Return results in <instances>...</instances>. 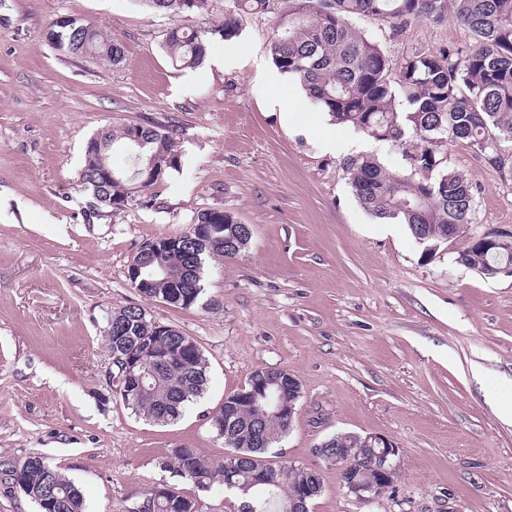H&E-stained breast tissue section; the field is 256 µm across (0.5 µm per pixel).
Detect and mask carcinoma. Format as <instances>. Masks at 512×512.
<instances>
[{
	"label": "carcinoma",
	"mask_w": 512,
	"mask_h": 512,
	"mask_svg": "<svg viewBox=\"0 0 512 512\" xmlns=\"http://www.w3.org/2000/svg\"><path fill=\"white\" fill-rule=\"evenodd\" d=\"M156 13L174 16L201 14L207 0H143ZM224 19L206 21L195 29L179 25L165 33V48L182 68L200 66L209 42L230 40L239 33L244 15L268 14L275 0H227ZM358 15L377 16L401 27L409 19L450 18L475 36V47L464 55L453 50L437 55L410 56L399 67L373 40L357 32L349 20ZM46 37L52 46L76 57H96L112 65L125 57V46L85 20L66 16L52 21ZM269 52L274 65L299 81L307 97L331 120L377 141L407 143L412 176L388 172L373 155L361 154L345 162L353 194L360 206L376 219L405 224L412 236L414 225H426L423 243L429 249L446 243L448 225L471 223L472 188L456 171L442 166V147L463 141L486 153H497L498 143L512 141V0H288V10L278 14ZM121 146L127 155L122 169L112 167L110 154ZM181 159L173 133L149 124H115L102 128L85 146L79 183L99 205L121 210L147 204L145 193ZM435 176H430V173ZM178 246L155 256V264L183 272L182 285L151 288L142 297L175 307L195 305L202 292L201 270L205 258L234 257L238 252L226 241L197 244L194 234L176 236ZM494 253L467 238L456 262L487 278L497 267L512 264V240L500 238ZM115 330L106 334L116 347L130 343L145 361L167 359L147 390L122 401L155 424L180 419L187 406L204 393L208 363L200 346L182 347L183 335H156L155 324L144 309L129 306L112 313ZM286 368L257 369L250 379L268 383L259 398L242 397L249 383L224 400L232 410L210 417L211 428L224 439L234 457L213 463L193 448H174L160 466L191 485L187 494L160 484L152 488L144 505L150 512H202L201 495L218 484L240 500L237 512H280L281 502L320 477L307 467L268 456L290 430L288 420L273 414L294 391ZM4 483L17 486L33 500L48 482L62 507L58 512H83L81 489L47 458L16 474L10 462L0 463Z\"/></svg>",
	"instance_id": "carcinoma-1"
}]
</instances>
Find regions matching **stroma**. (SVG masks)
Instances as JSON below:
<instances>
[{"mask_svg":"<svg viewBox=\"0 0 512 512\" xmlns=\"http://www.w3.org/2000/svg\"><path fill=\"white\" fill-rule=\"evenodd\" d=\"M63 15L121 39L124 61L55 50L46 30ZM199 20L140 0H0V462L46 457L85 512H134L173 482L159 466L172 449L222 460L212 413L254 370L285 368L301 397L274 451L319 472L311 512H512V422L497 410L512 399V276L458 264L459 238L425 252L406 225L362 209L345 160L371 153L408 175L407 148L331 124L295 79L264 83L275 16L243 17L201 66L175 67L167 29ZM351 25L395 61L474 43L451 20ZM113 121L172 131L182 162L149 205L117 213L79 185L87 141ZM331 137L341 150L326 149ZM443 155L473 188L467 235L512 236V141L495 161L464 142ZM214 208L250 225L246 249L206 261L190 308L141 297L127 278L141 245ZM129 305L193 337L208 362L205 394L174 423L113 396L107 318ZM339 432L398 447L378 498L348 494L316 456Z\"/></svg>","mask_w":512,"mask_h":512,"instance_id":"35a3bbf8","label":"stroma"}]
</instances>
